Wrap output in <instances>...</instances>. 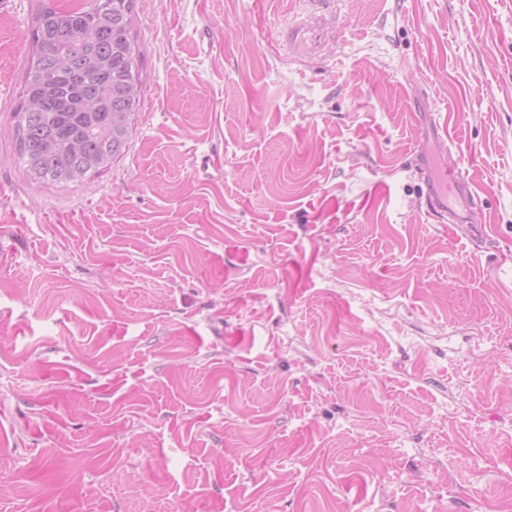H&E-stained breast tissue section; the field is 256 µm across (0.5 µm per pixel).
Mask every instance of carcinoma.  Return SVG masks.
Here are the masks:
<instances>
[{
    "label": "carcinoma",
    "instance_id": "obj_1",
    "mask_svg": "<svg viewBox=\"0 0 512 512\" xmlns=\"http://www.w3.org/2000/svg\"><path fill=\"white\" fill-rule=\"evenodd\" d=\"M135 3L85 0L79 13L51 0L39 5L12 129L17 162L30 181L78 183L126 150L142 83Z\"/></svg>",
    "mask_w": 512,
    "mask_h": 512
}]
</instances>
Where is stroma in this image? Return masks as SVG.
<instances>
[{
    "label": "stroma",
    "instance_id": "obj_1",
    "mask_svg": "<svg viewBox=\"0 0 512 512\" xmlns=\"http://www.w3.org/2000/svg\"><path fill=\"white\" fill-rule=\"evenodd\" d=\"M39 2L0 7V512H512V0H136L129 149L64 187L9 133ZM458 185H463L460 180H456L452 175L445 174L446 192L437 195H431L427 199V206L439 217L451 220L453 223L457 220V209L454 206L452 199L448 195V190L451 192L456 190Z\"/></svg>",
    "mask_w": 512,
    "mask_h": 512
}]
</instances>
